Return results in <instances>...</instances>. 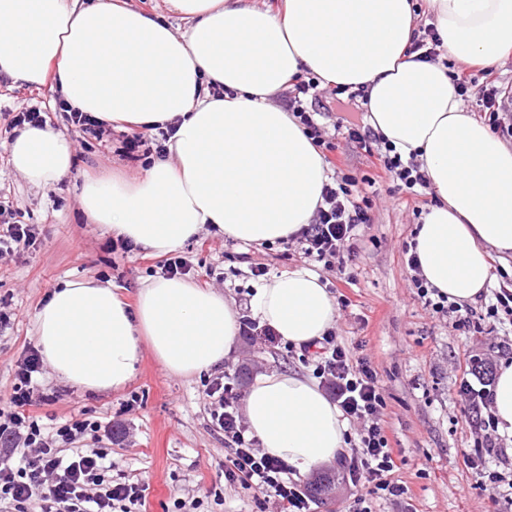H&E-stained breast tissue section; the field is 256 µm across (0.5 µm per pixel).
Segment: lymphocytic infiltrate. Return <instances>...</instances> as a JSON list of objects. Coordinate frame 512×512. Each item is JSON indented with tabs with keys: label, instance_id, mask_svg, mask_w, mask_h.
I'll list each match as a JSON object with an SVG mask.
<instances>
[{
	"label": "lymphocytic infiltrate",
	"instance_id": "lymphocytic-infiltrate-1",
	"mask_svg": "<svg viewBox=\"0 0 512 512\" xmlns=\"http://www.w3.org/2000/svg\"><path fill=\"white\" fill-rule=\"evenodd\" d=\"M316 87L312 78L296 83L283 105L299 119L315 145L330 153L335 151V143L326 140L315 112L304 105L305 95ZM340 126L347 142L367 152L373 150L375 135L369 127L351 117L342 118ZM376 153L382 171L392 183V192L427 195L429 185L418 164L403 160L389 144ZM322 198L324 204L312 223L297 232L294 239L301 244L304 255L331 265L351 251L361 227L370 223L372 201L346 176L325 184ZM11 216L9 206L0 204V256L24 254L39 240L37 225L14 223ZM407 264L416 273L414 284L423 305L436 313L457 314L458 328L491 332L504 317H512V289L496 290L493 302L485 305L483 313L470 309L462 313L447 295L426 286L418 275L416 255H409ZM312 362L314 374L344 419L357 428V441L350 455L341 458L343 478L356 490L350 512H374L377 501L401 500L407 488L392 477L397 463L386 435V401L370 360L353 357L329 333L323 336ZM44 366L38 350L26 349L17 362L13 392L8 402L0 406V512H132L133 506L144 505L143 485L108 479L112 461L107 449L95 445L69 457L62 455L63 445L82 437L99 440L101 424L84 419L46 427L31 414L34 388ZM473 374L476 384L461 387L470 410L465 422L483 431L484 436L469 465L478 471L482 488L495 491L502 477L491 469L490 462L495 459L502 463L506 457L493 435L494 420L479 414L480 408L493 399L494 380L481 368L474 369ZM206 395L211 423L223 432L229 452L224 464L225 481L257 489L264 499L275 500L280 512H310L311 498L305 487L291 479L288 463L262 453L255 438L249 437L229 376L210 381Z\"/></svg>",
	"mask_w": 512,
	"mask_h": 512
}]
</instances>
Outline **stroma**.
Returning <instances> with one entry per match:
<instances>
[{"label": "stroma", "mask_w": 512, "mask_h": 512, "mask_svg": "<svg viewBox=\"0 0 512 512\" xmlns=\"http://www.w3.org/2000/svg\"><path fill=\"white\" fill-rule=\"evenodd\" d=\"M59 99L47 85L0 83V192L8 195L18 223L40 229L35 250L0 258V300L10 316L0 327V402L10 396L23 350L36 344L33 316L59 284L93 277L131 302L145 280L160 274L157 255L113 250L112 232L88 222L79 205L88 177L137 176L142 164L120 156V130H113L106 144L85 139L68 123ZM36 103L50 115L48 128L74 143L72 169L49 188L31 186L7 157L12 114ZM335 157L338 175L355 179L373 201L371 222L342 267L306 258L296 244L246 245L204 231L180 248L191 265L188 278L224 293L247 315L260 283L254 267H265L271 276L297 267L318 273L334 298L349 300L338 307L332 329L338 342L367 356L378 373L389 446L398 465L395 477L408 488L403 502L378 503L376 512H512V489L483 491L465 463L478 436L464 421L460 394L471 357L495 367L512 361V324L491 333H465L454 314L426 309L404 252L422 222L413 198L389 194L387 183L378 179L379 168L344 138L336 140ZM348 274L353 284H345ZM273 372L309 377L313 367L302 348L241 335L223 364L180 377L169 374L143 342L135 375L123 390L93 395L59 382L48 370L38 380L32 411L46 424L89 419L128 428V437L112 441L111 476L146 486V512H178L181 504L196 505V512H277L274 503H259L255 489L225 482L224 436L211 426L205 395L208 381L218 375H234L242 395Z\"/></svg>", "instance_id": "obj_1"}]
</instances>
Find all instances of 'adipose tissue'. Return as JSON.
Here are the masks:
<instances>
[{"label": "adipose tissue", "instance_id": "adipose-tissue-1", "mask_svg": "<svg viewBox=\"0 0 512 512\" xmlns=\"http://www.w3.org/2000/svg\"><path fill=\"white\" fill-rule=\"evenodd\" d=\"M447 55L492 66L512 54V0H427ZM173 28L129 0H0V73L50 84L69 105L118 127L174 124L170 155L131 181L90 179L80 205L97 224L165 254L204 227L243 244L289 239L311 223L330 172L298 118L277 99L302 73L321 86L365 89L368 121L425 172L436 202L414 239L422 277L457 304L478 303L490 258L512 255V145L474 118L448 69L409 46L413 0H166ZM220 84L223 97L208 87ZM10 163L34 187L71 168V139L25 126ZM251 308L282 340L310 346L336 318L314 271L258 286ZM37 346L57 378L95 394L124 388L146 339L172 375L222 364L238 335L221 292L157 277L134 302L93 279L64 281L34 314ZM243 409L264 453L298 474L336 460L347 424L313 380L274 372ZM493 414L512 438V363L494 381Z\"/></svg>", "mask_w": 512, "mask_h": 512}]
</instances>
